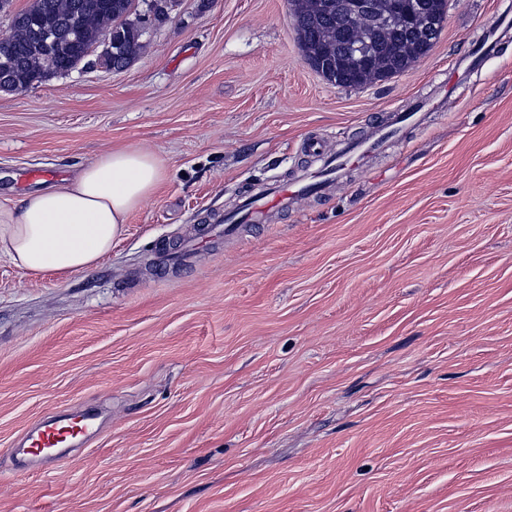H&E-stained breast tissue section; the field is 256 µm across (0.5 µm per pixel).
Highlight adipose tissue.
I'll use <instances>...</instances> for the list:
<instances>
[{
    "mask_svg": "<svg viewBox=\"0 0 512 512\" xmlns=\"http://www.w3.org/2000/svg\"><path fill=\"white\" fill-rule=\"evenodd\" d=\"M163 179L154 154L124 147L103 153L63 185L0 204V257L24 272L68 276L92 268L147 204Z\"/></svg>",
    "mask_w": 512,
    "mask_h": 512,
    "instance_id": "obj_1",
    "label": "adipose tissue"
}]
</instances>
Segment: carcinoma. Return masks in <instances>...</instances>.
Here are the masks:
<instances>
[{"label":"carcinoma","mask_w":512,"mask_h":512,"mask_svg":"<svg viewBox=\"0 0 512 512\" xmlns=\"http://www.w3.org/2000/svg\"><path fill=\"white\" fill-rule=\"evenodd\" d=\"M292 17L305 60L326 80L345 75L344 86L358 88L384 81L406 71L419 54L411 29L386 24L378 15L351 35L331 0H291ZM130 0H31L15 13L7 38L9 56L0 57L8 68L12 91L24 92L37 84L61 78L102 37L112 36L111 69L119 71L146 46V34L137 21L123 20ZM83 18L79 24L75 17ZM364 42L368 59L361 62L337 53L349 41Z\"/></svg>","instance_id":"obj_1"}]
</instances>
